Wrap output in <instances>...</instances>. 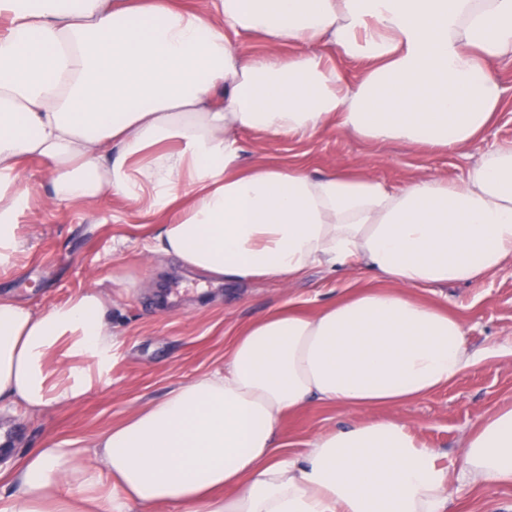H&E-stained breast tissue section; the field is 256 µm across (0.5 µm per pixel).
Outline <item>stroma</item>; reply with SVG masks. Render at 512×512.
<instances>
[{
	"label": "stroma",
	"instance_id": "35a3bbf8",
	"mask_svg": "<svg viewBox=\"0 0 512 512\" xmlns=\"http://www.w3.org/2000/svg\"><path fill=\"white\" fill-rule=\"evenodd\" d=\"M504 101L478 149L465 154L372 142L328 129L303 139L243 136L245 164L302 165L310 173H368L400 187L415 176L457 180L495 143L512 140V64L495 65ZM165 214H138L107 196L94 207L73 204L17 218L18 251L0 253V296L41 311L99 282L112 296V367L76 404L32 414L0 411V429L14 441L13 456L55 437L85 439L119 424L178 384L222 369L229 346L248 324L286 306L311 313L383 280L359 268L333 275L311 268L300 280L216 282L153 251ZM413 296L448 310L476 350H491L448 388L398 406L419 438L444 456L450 472L463 465L460 444L496 408L512 404V265L468 285L416 288ZM347 411L313 404L286 417L279 441L303 453L320 431L345 425ZM447 512H512V483L488 488L453 485Z\"/></svg>",
	"mask_w": 512,
	"mask_h": 512
}]
</instances>
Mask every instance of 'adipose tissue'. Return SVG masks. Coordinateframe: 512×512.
Listing matches in <instances>:
<instances>
[{
	"mask_svg": "<svg viewBox=\"0 0 512 512\" xmlns=\"http://www.w3.org/2000/svg\"><path fill=\"white\" fill-rule=\"evenodd\" d=\"M267 50L254 53L251 41ZM291 53H283V46ZM366 62L357 81L326 55ZM512 0H0V248L18 246L27 160L44 207L107 195L162 212V253L218 281L290 283L310 267L388 280L310 314L280 309L203 374L90 439H53L0 465V512H446L442 454L398 405L483 360L457 318L412 289L480 281L512 263V140L463 181L402 187L369 175L244 167L241 133L329 128L460 153L501 107ZM91 285L37 312L0 298V406L41 412L92 387L112 360ZM317 402L350 422L300 457L276 439ZM461 484L512 480V407L462 442ZM110 484H103V477Z\"/></svg>",
	"mask_w": 512,
	"mask_h": 512,
	"instance_id": "1",
	"label": "adipose tissue"
}]
</instances>
